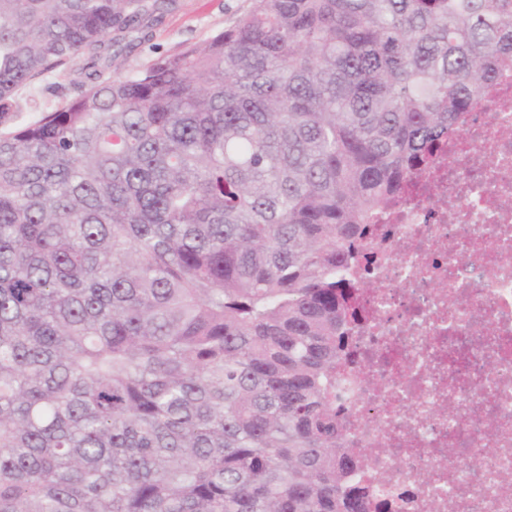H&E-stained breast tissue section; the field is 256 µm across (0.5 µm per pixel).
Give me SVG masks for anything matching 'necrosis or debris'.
Instances as JSON below:
<instances>
[{"instance_id": "necrosis-or-debris-1", "label": "necrosis or debris", "mask_w": 512, "mask_h": 512, "mask_svg": "<svg viewBox=\"0 0 512 512\" xmlns=\"http://www.w3.org/2000/svg\"><path fill=\"white\" fill-rule=\"evenodd\" d=\"M368 251L336 367L358 480L384 512H512V74L411 179Z\"/></svg>"}]
</instances>
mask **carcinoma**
Segmentation results:
<instances>
[{
    "mask_svg": "<svg viewBox=\"0 0 512 512\" xmlns=\"http://www.w3.org/2000/svg\"><path fill=\"white\" fill-rule=\"evenodd\" d=\"M165 6L0 0V512H366L345 270L512 70V0H253L102 78ZM82 81L83 75L80 73L79 66L74 64L61 68L45 82H38L34 86L24 88L20 91L18 98L20 112H16L12 125L36 121L41 117L42 111L58 105L61 98L45 91L46 84L59 87L64 95L73 97L79 93Z\"/></svg>",
    "mask_w": 512,
    "mask_h": 512,
    "instance_id": "carcinoma-1",
    "label": "carcinoma"
}]
</instances>
